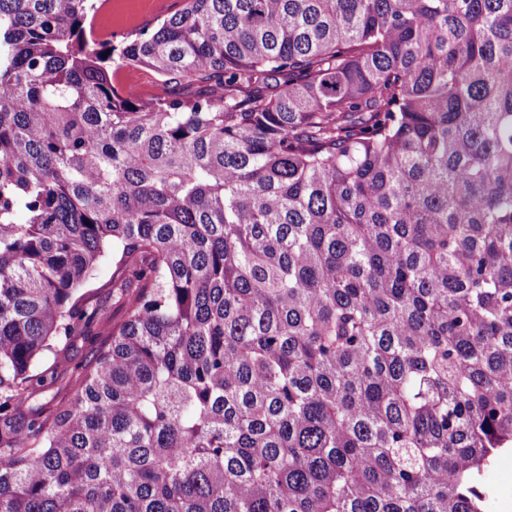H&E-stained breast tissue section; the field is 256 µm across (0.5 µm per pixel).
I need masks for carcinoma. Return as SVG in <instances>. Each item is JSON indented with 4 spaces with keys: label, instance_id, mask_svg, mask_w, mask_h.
I'll use <instances>...</instances> for the list:
<instances>
[{
    "label": "carcinoma",
    "instance_id": "cac0c4a2",
    "mask_svg": "<svg viewBox=\"0 0 512 512\" xmlns=\"http://www.w3.org/2000/svg\"><path fill=\"white\" fill-rule=\"evenodd\" d=\"M106 2L0 0V512H487L512 0ZM183 0H110L94 17L96 35L112 39L134 38L140 31L153 29L161 18L179 11ZM156 79L155 72L139 66L122 67L116 74V82L119 86L135 87L145 101L153 97ZM105 336H88V338L79 340L77 346L73 350H64L58 353L57 357L49 354L42 361L41 370H47V382L44 386L36 387L35 402L46 403L53 398H61L66 393L65 382L67 376L60 372L73 367L76 363H86L92 359L94 351L98 349L100 343L103 342ZM55 362V364H54ZM54 364L57 371L54 372L50 368ZM53 381L51 384L50 381Z\"/></svg>",
    "mask_w": 512,
    "mask_h": 512
}]
</instances>
